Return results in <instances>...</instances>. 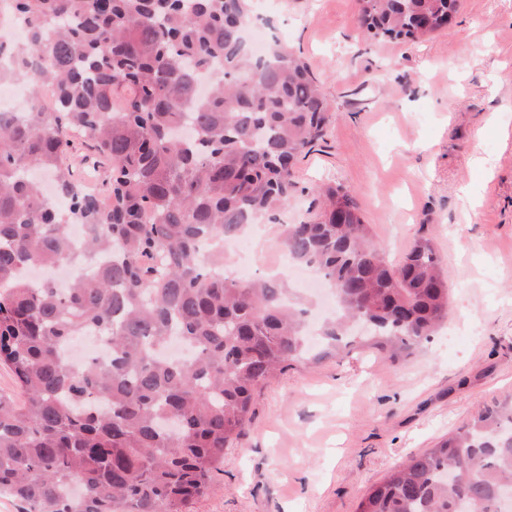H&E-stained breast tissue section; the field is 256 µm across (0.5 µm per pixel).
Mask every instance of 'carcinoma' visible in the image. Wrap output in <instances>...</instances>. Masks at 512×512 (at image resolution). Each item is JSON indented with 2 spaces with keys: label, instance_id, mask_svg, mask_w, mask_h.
Masks as SVG:
<instances>
[{
  "label": "carcinoma",
  "instance_id": "obj_1",
  "mask_svg": "<svg viewBox=\"0 0 512 512\" xmlns=\"http://www.w3.org/2000/svg\"><path fill=\"white\" fill-rule=\"evenodd\" d=\"M358 2L368 38L416 42L458 0ZM12 3L28 38L0 40V75L34 97L54 85L58 105L0 121V365L23 394L0 395V493L25 512H191L260 386L361 348L410 357L448 318V270L426 235L392 266L351 192L321 186L317 211L279 234L336 296L310 347L282 278H228L224 250L200 257L277 221L332 119L279 37L262 58L243 41L254 0ZM70 224L93 231L80 258L94 266L65 289L29 287L25 268L80 259ZM91 330L109 359L68 365L62 347ZM174 340L188 356L167 355ZM511 491L512 400L394 467L357 512H502Z\"/></svg>",
  "mask_w": 512,
  "mask_h": 512
}]
</instances>
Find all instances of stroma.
Wrapping results in <instances>:
<instances>
[{
    "instance_id": "stroma-1",
    "label": "stroma",
    "mask_w": 512,
    "mask_h": 512,
    "mask_svg": "<svg viewBox=\"0 0 512 512\" xmlns=\"http://www.w3.org/2000/svg\"><path fill=\"white\" fill-rule=\"evenodd\" d=\"M260 10L334 114L295 169L288 216L308 217L313 187L342 184L391 263L418 233L432 239L451 309L407 361L366 349L260 388L193 512H356L393 467L512 399V0H460L415 43L366 40L358 0Z\"/></svg>"
}]
</instances>
